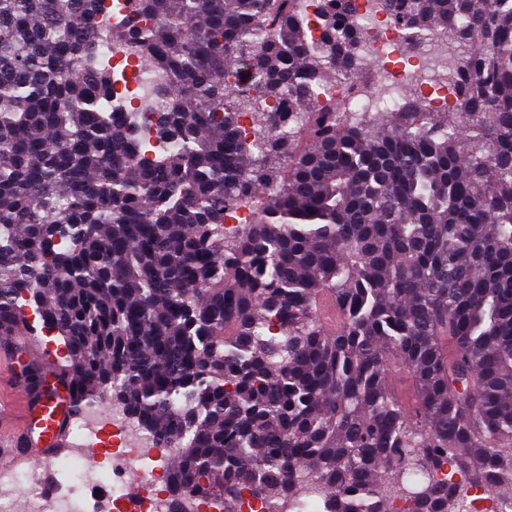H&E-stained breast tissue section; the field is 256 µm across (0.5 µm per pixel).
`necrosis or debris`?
I'll use <instances>...</instances> for the list:
<instances>
[{"label": "necrosis or debris", "mask_w": 512, "mask_h": 512, "mask_svg": "<svg viewBox=\"0 0 512 512\" xmlns=\"http://www.w3.org/2000/svg\"><path fill=\"white\" fill-rule=\"evenodd\" d=\"M360 14L366 15L365 40L369 47L394 58L398 63L386 70L379 94H371L346 75H337L331 90L352 112L371 111L375 98L388 109L405 102L408 88L427 94L433 110H445L452 103L448 78L460 59L444 42H431L410 49L403 46L398 25L378 15L371 16L369 0H356ZM161 75L148 66L137 67L131 80L120 85L112 100L116 112L135 111L139 120H149L154 110V87ZM111 429L115 444L99 467L83 464L86 449L95 447L104 429ZM77 438L68 453L53 468L62 477L61 487H47L35 471L0 465V512H128L124 479L135 471L141 476L142 492L137 512H200L201 503L192 497L172 501L165 487L169 480L166 461L173 451L159 447L115 404H94L76 422Z\"/></svg>", "instance_id": "necrosis-or-debris-1"}]
</instances>
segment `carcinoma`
Segmentation results:
<instances>
[{"mask_svg":"<svg viewBox=\"0 0 512 512\" xmlns=\"http://www.w3.org/2000/svg\"><path fill=\"white\" fill-rule=\"evenodd\" d=\"M371 5L460 54L450 111L319 103L370 57L353 0H0V339L26 297L75 408L107 388L175 449L172 497L473 512L451 458L512 502V0ZM98 28L164 75L149 122Z\"/></svg>","mask_w":512,"mask_h":512,"instance_id":"carcinoma-1","label":"carcinoma"}]
</instances>
